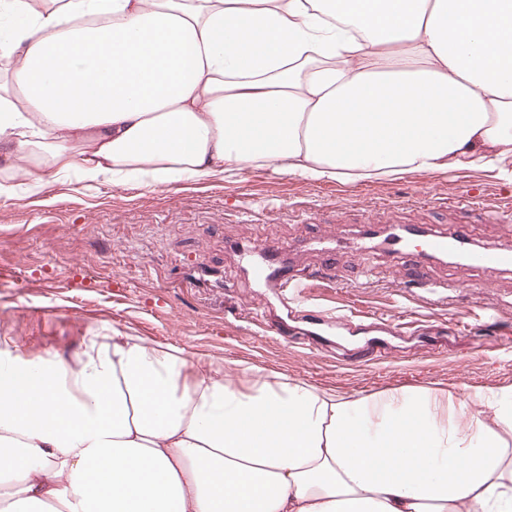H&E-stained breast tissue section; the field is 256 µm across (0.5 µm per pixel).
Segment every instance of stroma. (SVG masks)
Here are the masks:
<instances>
[{"label":"stroma","mask_w":512,"mask_h":512,"mask_svg":"<svg viewBox=\"0 0 512 512\" xmlns=\"http://www.w3.org/2000/svg\"><path fill=\"white\" fill-rule=\"evenodd\" d=\"M464 194L474 206H458ZM378 223L462 225L479 248L512 242V182L482 168L314 182L258 165L155 188L52 181L0 198V343L68 357L108 326L228 372L245 363L351 395L511 389L512 272L355 250ZM323 239L335 247L328 273ZM266 240L281 242L283 264L316 271V303L376 324L321 315L280 335L275 289L239 258Z\"/></svg>","instance_id":"35a3bbf8"}]
</instances>
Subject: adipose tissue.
<instances>
[{"instance_id": "ef3b65f1", "label": "adipose tissue", "mask_w": 512, "mask_h": 512, "mask_svg": "<svg viewBox=\"0 0 512 512\" xmlns=\"http://www.w3.org/2000/svg\"><path fill=\"white\" fill-rule=\"evenodd\" d=\"M0 197L270 166L512 181V0H0ZM354 396L115 328L0 348V512H512V391Z\"/></svg>"}]
</instances>
